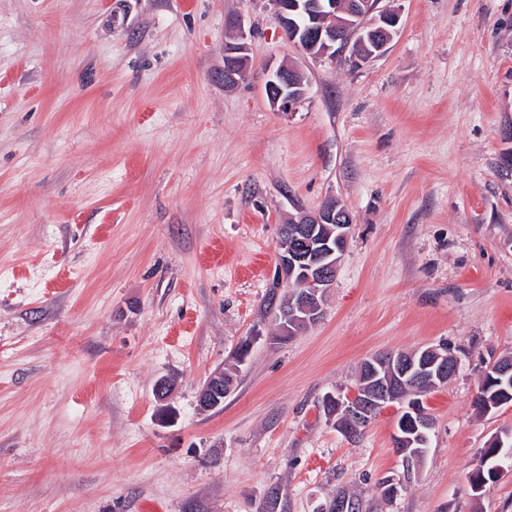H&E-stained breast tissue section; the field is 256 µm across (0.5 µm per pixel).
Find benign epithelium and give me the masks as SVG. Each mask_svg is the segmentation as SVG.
Segmentation results:
<instances>
[{
    "label": "benign epithelium",
    "instance_id": "obj_1",
    "mask_svg": "<svg viewBox=\"0 0 512 512\" xmlns=\"http://www.w3.org/2000/svg\"><path fill=\"white\" fill-rule=\"evenodd\" d=\"M283 31L288 40L298 44L308 53L318 56L332 52L350 51L351 58L361 60L384 53L393 39L400 23L396 10L380 9L381 0H363L347 9L340 8L336 0H321L319 16L315 25L300 33L288 22L290 13L301 8L300 0H272ZM229 27L235 33L234 42L224 48V86L237 85L246 76V60L249 50L248 36L239 21ZM371 35H379L375 51L363 57L356 52L358 46ZM299 71L288 63L269 69L265 93L269 104L277 111L288 113L306 97L308 88L296 87L295 77ZM352 219L349 212L336 198L327 199L314 212L301 211L282 225L281 233L288 236L289 250L279 252L278 273L299 295L298 309L282 317L281 331L294 335L293 328L300 323L312 325L324 312L328 288L333 283L336 271L347 246ZM373 379L376 380V398L367 402L358 401L355 389L342 394L328 395L325 400L336 406L337 429L346 437H352L367 426L376 414L397 407L402 417L401 429L394 436L398 452L418 458L421 439L425 431L432 429L433 420L425 409L421 395L448 382V368L439 351L426 348L421 357L405 359L396 354L375 356L366 361ZM412 376L417 382L415 395L405 400H396L397 377ZM224 370L213 372L200 388L197 403L201 410L210 411L224 404ZM512 459V434L504 432L493 436L482 451V462L475 467L478 476L471 478L469 487L480 493L488 480H497L502 472V462Z\"/></svg>",
    "mask_w": 512,
    "mask_h": 512
}]
</instances>
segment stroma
I'll use <instances>...</instances> for the list:
<instances>
[{"label":"stroma","instance_id":"stroma-1","mask_svg":"<svg viewBox=\"0 0 512 512\" xmlns=\"http://www.w3.org/2000/svg\"><path fill=\"white\" fill-rule=\"evenodd\" d=\"M382 4L398 32L355 67L290 43L272 0H0V512H265L273 487L282 512L341 487L361 512H512V475L467 481L512 429L472 406L512 352V0ZM284 60L308 83L287 114L265 94ZM331 197L352 227L324 316L276 341L280 228ZM428 346L458 371L408 475L395 410L348 439L322 399ZM229 27L235 33V40L224 46V85L232 87L237 85L246 76L245 56L249 50L248 36L245 28L239 21H232ZM245 341H247V339L240 343L235 352L233 357L235 359V363L232 364L230 368L220 369L213 372L200 388L197 395V403L201 410L210 411L223 406L224 397L229 393L230 389L229 387V389L224 392V371H228L232 377V372H234L232 367L236 366L237 363H241L240 350L243 348Z\"/></svg>","mask_w":512,"mask_h":512}]
</instances>
